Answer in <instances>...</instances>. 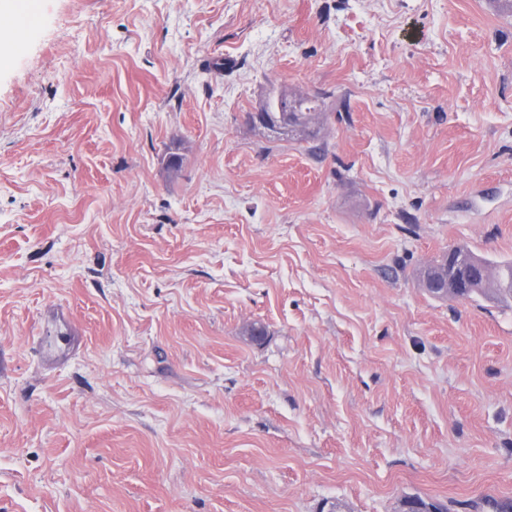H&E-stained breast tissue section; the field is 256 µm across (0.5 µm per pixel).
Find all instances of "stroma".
<instances>
[{
  "label": "stroma",
  "mask_w": 512,
  "mask_h": 512,
  "mask_svg": "<svg viewBox=\"0 0 512 512\" xmlns=\"http://www.w3.org/2000/svg\"><path fill=\"white\" fill-rule=\"evenodd\" d=\"M0 67V512L512 499V15L36 0ZM319 96L314 143L251 121ZM262 323L261 342L245 327ZM449 249H452V251L458 256L463 255V256H467V257H474V256L480 257L465 247L456 246V247H452ZM480 258H482V257H480ZM482 259L485 260L484 264L487 267H489V269L491 271V276H492L491 284L495 287V285L497 283V287L490 288L488 286V288H484L480 294H476V295H474V297L481 296V297H485L488 299H495L498 301H507V302L512 300V288H504L503 287V286L508 285L510 282L512 284V262L507 261V262L494 263V262L488 261L485 258H482ZM456 265L464 269L462 275H444L436 276L431 282V288L434 294L443 299H454L457 301L467 300L475 292L481 288L482 278L484 275L483 264L476 259L456 258L455 256H445V265Z\"/></svg>",
  "instance_id": "stroma-1"
}]
</instances>
